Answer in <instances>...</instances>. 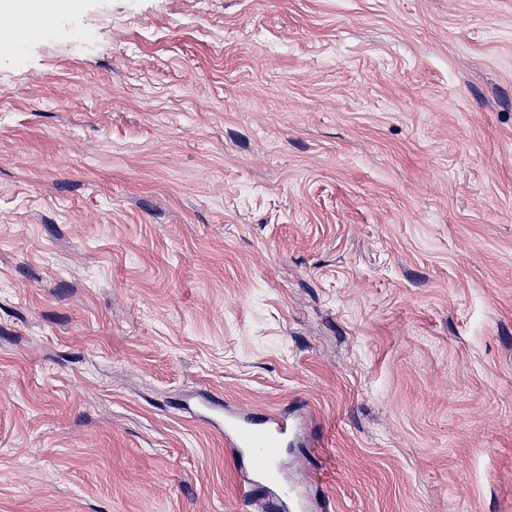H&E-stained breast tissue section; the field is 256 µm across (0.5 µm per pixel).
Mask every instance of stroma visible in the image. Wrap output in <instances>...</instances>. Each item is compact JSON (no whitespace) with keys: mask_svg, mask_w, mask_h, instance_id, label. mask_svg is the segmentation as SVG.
Segmentation results:
<instances>
[{"mask_svg":"<svg viewBox=\"0 0 512 512\" xmlns=\"http://www.w3.org/2000/svg\"><path fill=\"white\" fill-rule=\"evenodd\" d=\"M512 512V0H79L0 54V512ZM288 436V418L268 419L262 423L250 417L224 415V437L230 448H245L249 454L252 473L262 483L280 488L275 494L276 507L283 510L289 490L280 483L277 461Z\"/></svg>","mask_w":512,"mask_h":512,"instance_id":"1","label":"stroma"}]
</instances>
